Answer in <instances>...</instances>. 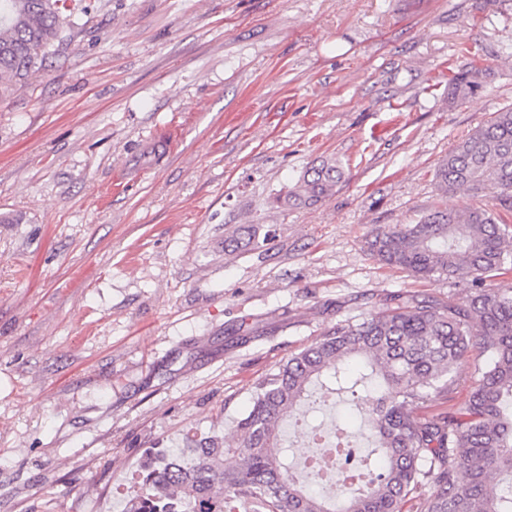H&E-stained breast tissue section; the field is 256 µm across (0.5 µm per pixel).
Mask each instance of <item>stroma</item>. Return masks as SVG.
Wrapping results in <instances>:
<instances>
[{"label":"stroma","mask_w":512,"mask_h":512,"mask_svg":"<svg viewBox=\"0 0 512 512\" xmlns=\"http://www.w3.org/2000/svg\"><path fill=\"white\" fill-rule=\"evenodd\" d=\"M92 4L0 90V512H123L146 449L234 441L255 384L366 303L470 294L381 264L375 227L441 206L512 229L435 181L512 105V0ZM326 158L331 194L272 205ZM485 70L471 68L461 72L448 87V98L464 100L482 87Z\"/></svg>","instance_id":"stroma-1"}]
</instances>
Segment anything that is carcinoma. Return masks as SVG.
I'll return each instance as SVG.
<instances>
[{
	"label": "carcinoma",
	"instance_id": "cac0c4a2",
	"mask_svg": "<svg viewBox=\"0 0 512 512\" xmlns=\"http://www.w3.org/2000/svg\"><path fill=\"white\" fill-rule=\"evenodd\" d=\"M87 11L83 0H0V89L24 82L56 54ZM471 68L448 87L464 100L482 87ZM344 175L324 161L300 184L274 197L279 205L311 206ZM439 190H492L512 201V106L499 109L448 152L435 171ZM512 236L482 208H435L413 224L384 225L366 238L380 262L421 278L468 270L476 284L465 299L419 294L385 299L359 319L327 329L254 387L236 441L187 438L179 453L150 448L132 475L125 512H334L303 489L280 450V425L318 384L331 393L373 391L362 436L375 455L362 490L337 486L341 512H406L419 490L433 492L420 512H512V288L484 281L512 269ZM477 348L486 357L464 411L421 414L456 385L455 369ZM241 461L224 469V454ZM469 473L463 485L459 472Z\"/></svg>",
	"mask_w": 512,
	"mask_h": 512
}]
</instances>
